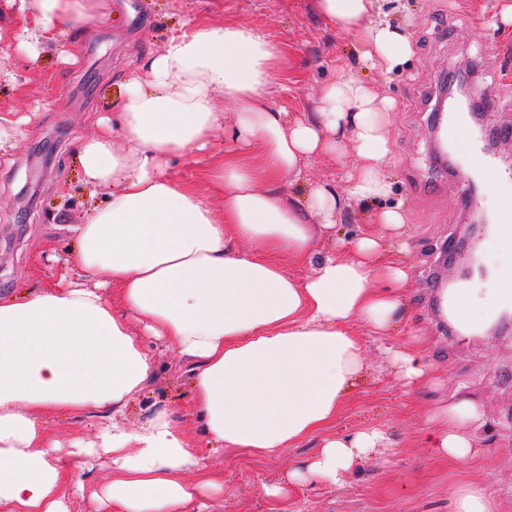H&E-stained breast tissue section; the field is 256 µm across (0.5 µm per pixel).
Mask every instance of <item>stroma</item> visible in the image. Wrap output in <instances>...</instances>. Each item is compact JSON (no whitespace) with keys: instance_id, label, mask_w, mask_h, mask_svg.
Returning a JSON list of instances; mask_svg holds the SVG:
<instances>
[{"instance_id":"35a3bbf8","label":"stroma","mask_w":512,"mask_h":512,"mask_svg":"<svg viewBox=\"0 0 512 512\" xmlns=\"http://www.w3.org/2000/svg\"><path fill=\"white\" fill-rule=\"evenodd\" d=\"M501 3L381 0L377 20L402 27L414 46L413 56L386 74L364 66L352 36L322 21L312 0H109L108 21L64 31L34 57L19 45L23 19L16 0H0L1 298L56 281L74 265L69 225L81 223L110 194L84 183L79 141L95 131L100 117L120 111L128 76L191 24H247L278 41L286 60L275 73L270 104L288 117L314 112L322 89L342 77L367 82L395 102L389 114L391 154L384 165L388 196L345 206L338 224L313 249L345 254L357 238L376 232L375 211L405 210V231L381 260L408 269L397 292L421 332L419 347L434 367L433 379L415 389L401 387L385 350L405 343V336H380L352 324L367 368L329 431L349 435L375 427L389 447L343 485L298 487L278 505L264 496V487L287 483L289 468L314 453L317 439L272 456L205 444L190 366L175 352L158 349L152 381L117 421L134 431L153 404H169L178 426L199 443L205 463L224 472V502L215 512H449L456 487L472 481L495 492L499 512H512V314L498 320L499 334H466L430 305L428 288L434 272L453 279L465 267V254L447 262L443 245L461 235L474 212L454 188L462 152L452 147L447 158L439 157L431 111L448 72L466 73L479 101L490 89L512 84V25L497 26ZM208 166V154H194L174 163L169 175L209 196L219 210L223 200L210 190ZM435 178L444 187L432 192L427 184ZM315 187L344 194L340 165L318 157L302 177L287 174L274 185L294 200ZM460 392L481 405V452L451 462L434 456L424 436L428 416ZM99 427L91 412L60 413L49 422L57 437L84 443L95 440Z\"/></svg>"}]
</instances>
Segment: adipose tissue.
<instances>
[{
	"label": "adipose tissue",
	"instance_id": "obj_1",
	"mask_svg": "<svg viewBox=\"0 0 512 512\" xmlns=\"http://www.w3.org/2000/svg\"><path fill=\"white\" fill-rule=\"evenodd\" d=\"M312 2L323 21L356 39L364 63L391 71L410 57L400 27L369 24L379 0ZM106 17L101 0H38L21 44L34 55L59 28ZM284 60L281 44L250 26L195 23L127 79L120 112L80 141L86 185L112 193L74 229L75 278L0 298V512H71L74 492L120 512H192L223 500L220 475L186 480L202 459L170 407L155 409L134 432L113 421L154 373L148 335L192 361L210 444L272 455L320 436L287 485L265 488L272 500L298 485L342 484L386 446L376 428L351 436L327 430L365 371L351 324L382 336L415 333L388 288L407 274L380 261L381 233L401 228L403 213H378L380 234L317 260L306 278L288 275L282 260L309 256L315 233L332 230L346 200L388 193L393 103L344 77L323 89L311 115L286 120L270 105ZM220 98L235 108L232 127ZM224 131L241 149L214 157L219 212L168 171ZM350 152L356 162L346 168L345 197L318 187L298 203L272 188L283 174L302 175L314 157L340 162ZM314 214L321 226L311 223ZM88 410L102 420L99 449L112 455L107 481L92 492L76 476L86 447L53 456L60 443L47 426L51 415ZM480 415L467 397L437 410L428 418V448L453 462L473 457L478 442L469 426ZM450 512H498V503L488 486L468 482L454 490Z\"/></svg>",
	"mask_w": 512,
	"mask_h": 512
}]
</instances>
